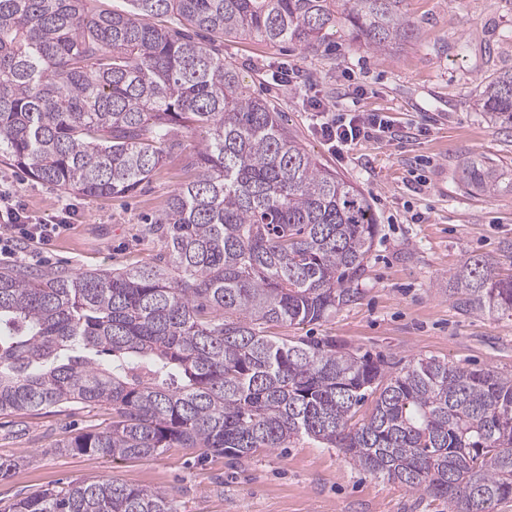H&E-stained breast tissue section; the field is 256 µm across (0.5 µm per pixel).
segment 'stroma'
Segmentation results:
<instances>
[{
  "instance_id": "35a3bbf8",
  "label": "stroma",
  "mask_w": 512,
  "mask_h": 512,
  "mask_svg": "<svg viewBox=\"0 0 512 512\" xmlns=\"http://www.w3.org/2000/svg\"><path fill=\"white\" fill-rule=\"evenodd\" d=\"M404 9L415 37L397 50L343 37L316 54L259 38L224 41L225 60L251 92L270 102L323 165L365 193L379 224L356 300L326 322L274 333L331 336L398 367L435 356L512 375V316L466 314L448 295L449 274L471 255L512 274V191L472 196L457 179L472 156L512 167V130L492 125L476 104L481 83L512 68V0H405ZM285 61L297 65L311 93L341 110L384 117L394 137L361 141L336 157L297 90L272 81ZM203 138L182 133L163 165L125 196L64 194L0 161V180L26 210L42 214L67 204L73 212L71 229L50 248L33 243L13 255L9 239H1L0 264L37 273L158 264L164 243L147 225L197 178L192 157ZM415 213L421 223H412ZM111 423L110 410L82 405L0 415V458L19 462L0 478V506L46 487L111 476L168 491L178 512H448L446 503L374 477L310 440L239 463L201 448L127 460L57 448Z\"/></svg>"
}]
</instances>
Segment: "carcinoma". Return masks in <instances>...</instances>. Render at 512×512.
I'll list each match as a JSON object with an SVG mask.
<instances>
[{
  "label": "carcinoma",
  "instance_id": "carcinoma-1",
  "mask_svg": "<svg viewBox=\"0 0 512 512\" xmlns=\"http://www.w3.org/2000/svg\"><path fill=\"white\" fill-rule=\"evenodd\" d=\"M404 0H0V157L64 193L112 197L148 180L183 130L202 129L198 178L148 232L162 264L75 274L0 267V414L107 406L112 426L56 444L153 457L174 446L233 460L307 437L448 503L512 501V375L434 356L399 369L274 327L355 301L379 233L364 193L324 167L224 60L223 38L317 53L343 27L378 51L415 26ZM479 105L512 129V70ZM500 164L459 167L466 193L512 188ZM455 306L512 316V277L469 256ZM371 403L369 412L358 415ZM4 512H178L171 494L112 478L45 488Z\"/></svg>",
  "mask_w": 512,
  "mask_h": 512
}]
</instances>
